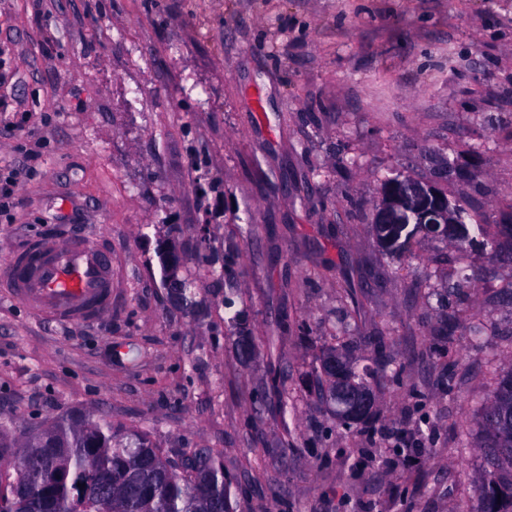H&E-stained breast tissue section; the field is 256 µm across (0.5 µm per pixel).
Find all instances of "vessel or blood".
<instances>
[{"instance_id":"b4317fda","label":"vessel or blood","mask_w":512,"mask_h":512,"mask_svg":"<svg viewBox=\"0 0 512 512\" xmlns=\"http://www.w3.org/2000/svg\"><path fill=\"white\" fill-rule=\"evenodd\" d=\"M112 255L86 234L39 236L13 253L0 286L34 315L61 325L112 313Z\"/></svg>"}]
</instances>
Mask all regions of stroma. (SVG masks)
<instances>
[{
	"label": "stroma",
	"instance_id": "obj_1",
	"mask_svg": "<svg viewBox=\"0 0 512 512\" xmlns=\"http://www.w3.org/2000/svg\"><path fill=\"white\" fill-rule=\"evenodd\" d=\"M395 174L498 237L512 0H0V263L87 233L116 271L93 324L35 318L0 288V415L37 427L78 408L172 457L214 449L234 512H474L479 410L512 370V266L438 241L383 252L372 198ZM170 240L194 256L190 310L161 280ZM445 282L442 336L429 291ZM330 346L364 355L371 423L337 427L313 394ZM234 307L235 300L233 299V297L225 295L224 310L226 311H224V322L227 323L230 329H233L236 332V347L240 358L243 360L251 359L254 353L253 337L251 336L247 327L242 326V313L238 310H235ZM247 355L249 356V358H247Z\"/></svg>",
	"mask_w": 512,
	"mask_h": 512
}]
</instances>
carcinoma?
Masks as SVG:
<instances>
[{
	"instance_id": "1",
	"label": "carcinoma",
	"mask_w": 512,
	"mask_h": 512,
	"mask_svg": "<svg viewBox=\"0 0 512 512\" xmlns=\"http://www.w3.org/2000/svg\"><path fill=\"white\" fill-rule=\"evenodd\" d=\"M418 179L395 175L384 179L377 191L374 210L396 196L402 213L412 216ZM457 224L448 225L439 237L451 247L466 251L476 244L489 259L500 257L496 241L487 237L488 221L457 199L450 201ZM380 247L395 255L410 252L412 243L424 237L417 224L372 225ZM224 322L236 332L238 355L253 356V337L242 326L235 300L224 296ZM318 397L328 403L336 390L351 410L358 390L368 384V372L358 366L334 369V386L327 385L322 366L314 368ZM484 459L475 484L479 508L475 512H512V374L502 379L481 410ZM20 448L30 464L25 476L16 477L4 457ZM0 497L10 512H233L224 476V463L210 455L167 457L142 432H122L112 420L95 415L65 412L50 425L16 432L15 420L0 417Z\"/></svg>"
}]
</instances>
